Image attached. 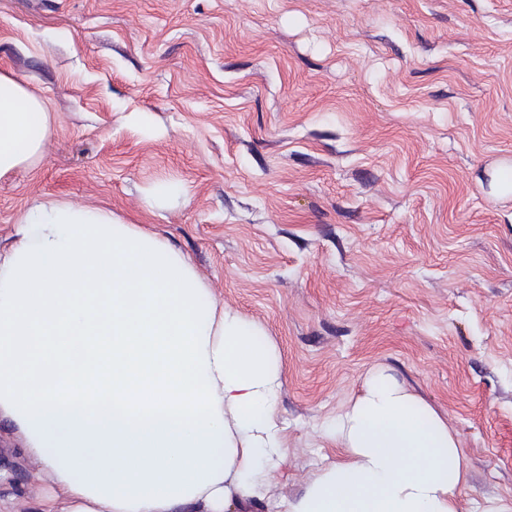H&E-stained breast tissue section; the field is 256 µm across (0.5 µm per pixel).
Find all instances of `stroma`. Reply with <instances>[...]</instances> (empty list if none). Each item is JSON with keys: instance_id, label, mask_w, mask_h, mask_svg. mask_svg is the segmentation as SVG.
Wrapping results in <instances>:
<instances>
[{"instance_id": "35a3bbf8", "label": "stroma", "mask_w": 512, "mask_h": 512, "mask_svg": "<svg viewBox=\"0 0 512 512\" xmlns=\"http://www.w3.org/2000/svg\"><path fill=\"white\" fill-rule=\"evenodd\" d=\"M1 71L50 126L0 251L45 199L167 238L280 354L277 495L385 367L457 434L460 512L512 504V0H0ZM54 489L0 415V512Z\"/></svg>"}]
</instances>
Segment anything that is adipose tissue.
Returning a JSON list of instances; mask_svg holds the SVG:
<instances>
[{
  "label": "adipose tissue",
  "mask_w": 512,
  "mask_h": 512,
  "mask_svg": "<svg viewBox=\"0 0 512 512\" xmlns=\"http://www.w3.org/2000/svg\"><path fill=\"white\" fill-rule=\"evenodd\" d=\"M48 135L44 100L0 73V177ZM257 336L168 240L104 206L36 202L0 252V413L72 512H459L456 434L383 368L325 427L341 457L272 499L283 372Z\"/></svg>",
  "instance_id": "1"
}]
</instances>
